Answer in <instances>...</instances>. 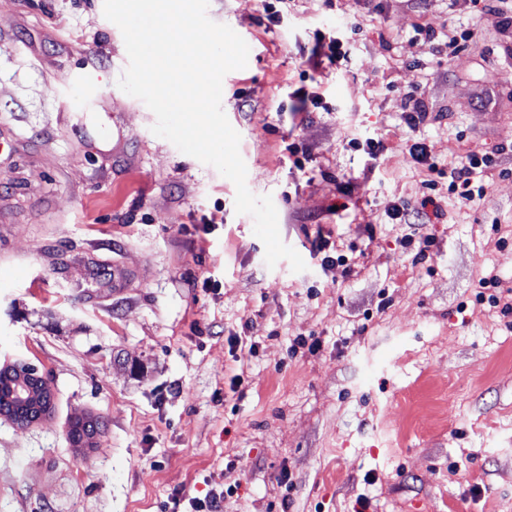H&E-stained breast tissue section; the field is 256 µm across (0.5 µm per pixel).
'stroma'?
I'll list each match as a JSON object with an SVG mask.
<instances>
[{"label": "stroma", "mask_w": 512, "mask_h": 512, "mask_svg": "<svg viewBox=\"0 0 512 512\" xmlns=\"http://www.w3.org/2000/svg\"><path fill=\"white\" fill-rule=\"evenodd\" d=\"M103 4L0 0V364L35 367L53 401L0 417V512H170L215 488L223 512H512V315L476 298L490 273L512 289V174L470 202L439 179L418 263L385 214L426 193L415 141L442 169L501 146L512 171V29L471 0H277L275 25L261 0H210L255 47L222 108L297 273L266 266L234 183L119 89ZM346 25L347 61L319 63L316 32ZM420 26L472 39L447 57ZM369 135L374 161L351 145ZM321 230L344 263L322 264ZM88 414L106 428L74 447Z\"/></svg>", "instance_id": "35a3bbf8"}]
</instances>
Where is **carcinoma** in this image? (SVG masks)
<instances>
[{
    "label": "carcinoma",
    "mask_w": 512,
    "mask_h": 512,
    "mask_svg": "<svg viewBox=\"0 0 512 512\" xmlns=\"http://www.w3.org/2000/svg\"><path fill=\"white\" fill-rule=\"evenodd\" d=\"M33 389L35 396L21 399L17 392L18 377ZM52 394L39 372L32 366L20 364L0 368V415L5 414L22 423L35 421L49 413Z\"/></svg>",
    "instance_id": "carcinoma-1"
}]
</instances>
